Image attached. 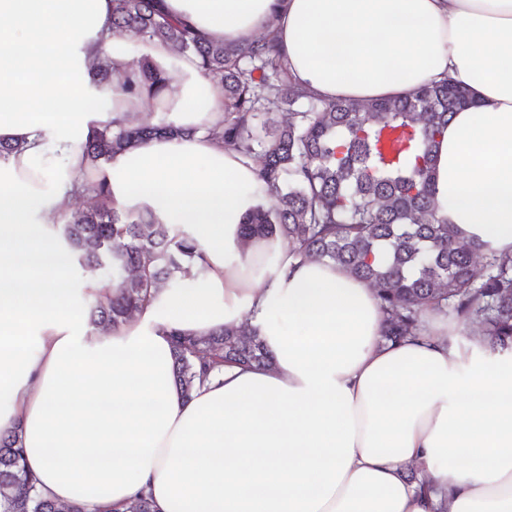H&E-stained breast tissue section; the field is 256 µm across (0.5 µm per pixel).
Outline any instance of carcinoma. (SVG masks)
I'll return each instance as SVG.
<instances>
[{
    "label": "carcinoma",
    "instance_id": "1",
    "mask_svg": "<svg viewBox=\"0 0 512 512\" xmlns=\"http://www.w3.org/2000/svg\"><path fill=\"white\" fill-rule=\"evenodd\" d=\"M112 3V31L142 43L162 40L177 56L191 52L224 82L218 136L256 159L271 193V205L255 208L240 225L243 240L283 238L302 259L334 262L368 283L380 300L388 342L417 335L423 311L449 308L477 327L491 353H512V255L462 237L435 210L436 148L451 116L469 103L463 85L443 80L401 97L325 100L298 86L269 33L248 45L213 41L165 14L159 0ZM136 66L117 77L105 63L101 78H118L128 95L157 98L164 72L145 56ZM186 133L164 123L112 120L94 128L84 150L96 168L130 145ZM98 197L56 231L78 264L112 274L102 283L104 294L85 302L89 326L107 335L153 290L188 270L195 252L153 216L120 212L101 189ZM171 357L174 382L187 398L226 363L274 364L255 332L234 326L202 338L175 334ZM23 460L19 432L0 434V512H98L39 493Z\"/></svg>",
    "mask_w": 512,
    "mask_h": 512
}]
</instances>
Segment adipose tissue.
Returning a JSON list of instances; mask_svg holds the SVG:
<instances>
[{"mask_svg": "<svg viewBox=\"0 0 512 512\" xmlns=\"http://www.w3.org/2000/svg\"><path fill=\"white\" fill-rule=\"evenodd\" d=\"M206 37L246 44L273 28L295 82L326 100L402 96L452 79L471 102L442 135L438 216L512 254V0H163ZM112 0H0V433L20 430L38 490L124 512H512V357H480L430 314L384 342L372 288L280 239L242 243L269 193L225 148L224 86L190 53L114 33ZM145 56L172 71L160 121L182 128L92 167L84 144L142 100L97 63ZM105 193L196 246L190 285L161 287L107 336L78 297L101 284L50 220ZM248 325L269 368L227 365L184 398L173 334ZM416 468L437 487L420 492Z\"/></svg>", "mask_w": 512, "mask_h": 512, "instance_id": "obj_1", "label": "adipose tissue"}]
</instances>
